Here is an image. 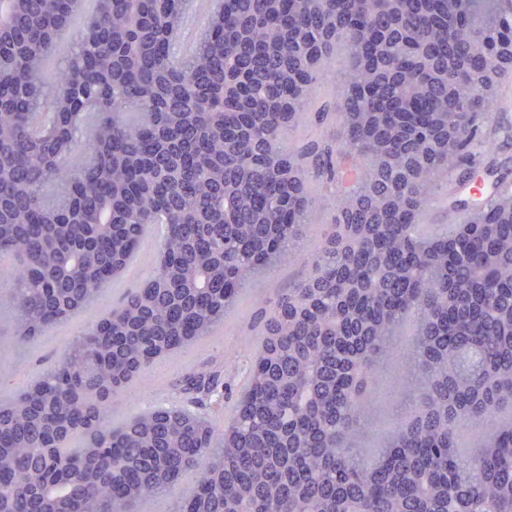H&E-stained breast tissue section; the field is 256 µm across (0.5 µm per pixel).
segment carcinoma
<instances>
[{"mask_svg": "<svg viewBox=\"0 0 512 512\" xmlns=\"http://www.w3.org/2000/svg\"><path fill=\"white\" fill-rule=\"evenodd\" d=\"M0 310L30 344L91 308L152 224L151 276L0 399V512H138L197 473L171 512H512V215L499 186L428 234L438 184L492 150L481 42L502 0H222L187 58L182 0H99L47 69L73 0H0ZM336 115L316 107L330 50ZM333 118L336 145L288 133ZM334 224L304 246L310 170ZM284 259L307 278L258 308L262 341L227 428L112 403L157 358L235 312ZM403 353L415 393L369 456L373 368ZM192 385L221 392L216 376ZM478 431L473 448L463 434Z\"/></svg>", "mask_w": 512, "mask_h": 512, "instance_id": "carcinoma-1", "label": "carcinoma"}]
</instances>
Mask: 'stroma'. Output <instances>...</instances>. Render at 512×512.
Segmentation results:
<instances>
[{
	"label": "stroma",
	"mask_w": 512,
	"mask_h": 512,
	"mask_svg": "<svg viewBox=\"0 0 512 512\" xmlns=\"http://www.w3.org/2000/svg\"><path fill=\"white\" fill-rule=\"evenodd\" d=\"M486 134L493 143V152L477 163L483 172L482 189H489L493 178L486 175L488 164L512 172V110L494 108ZM164 234L162 225H152L146 238L148 253H136L126 272L106 285L92 312L80 313L62 325L47 331L35 343L16 344L9 327L0 328V356L9 362L6 378L0 380V393L10 395L36 379L45 369L59 363L68 344L79 335L90 316L102 315L118 305L124 296L135 289L150 273L152 255L157 252ZM308 269L298 262L284 261L262 277L247 284L243 290L238 310L225 319L211 336L204 338L184 352L155 361L148 370L134 381L131 396L122 397L112 405L114 421H123L137 413L158 407L182 406L193 411L205 412L209 401L199 400L186 392L185 385L195 373H220L224 379V416H231L235 401L247 382V357L257 350L260 322L252 301L256 298L271 300L306 277ZM377 403L375 426L365 440L368 448L381 447L389 430L407 416L411 405V386L408 369L400 361L393 360L375 369Z\"/></svg>",
	"instance_id": "obj_1"
}]
</instances>
